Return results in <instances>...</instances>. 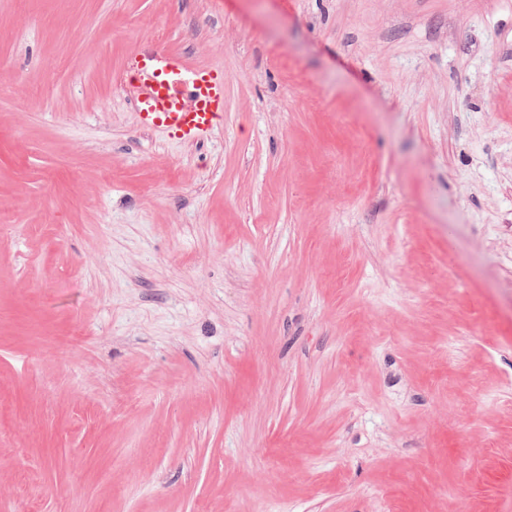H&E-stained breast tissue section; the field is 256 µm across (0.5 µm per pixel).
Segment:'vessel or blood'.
<instances>
[{
  "label": "vessel or blood",
  "mask_w": 512,
  "mask_h": 512,
  "mask_svg": "<svg viewBox=\"0 0 512 512\" xmlns=\"http://www.w3.org/2000/svg\"><path fill=\"white\" fill-rule=\"evenodd\" d=\"M141 125L186 142L208 139L224 117V83L182 57L143 48L121 75Z\"/></svg>",
  "instance_id": "obj_1"
}]
</instances>
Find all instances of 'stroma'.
<instances>
[{"label":"stroma","mask_w":512,"mask_h":512,"mask_svg":"<svg viewBox=\"0 0 512 512\" xmlns=\"http://www.w3.org/2000/svg\"><path fill=\"white\" fill-rule=\"evenodd\" d=\"M452 505L512 512V0H0V512ZM121 78L140 124L186 142L208 139L224 117V82L180 56L142 48Z\"/></svg>","instance_id":"35a3bbf8"}]
</instances>
